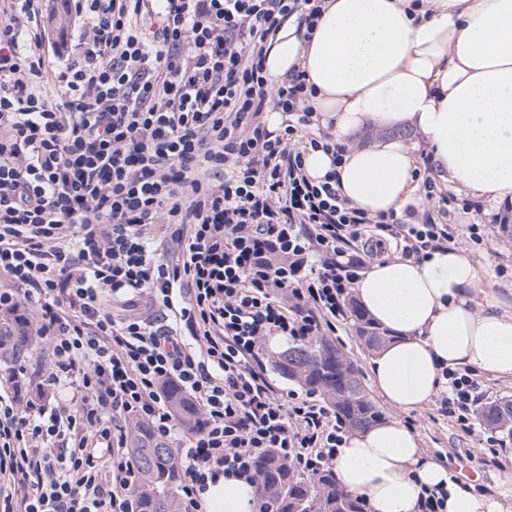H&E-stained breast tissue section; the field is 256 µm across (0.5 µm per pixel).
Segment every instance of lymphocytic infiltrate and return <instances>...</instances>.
I'll use <instances>...</instances> for the list:
<instances>
[{
	"instance_id": "1",
	"label": "lymphocytic infiltrate",
	"mask_w": 512,
	"mask_h": 512,
	"mask_svg": "<svg viewBox=\"0 0 512 512\" xmlns=\"http://www.w3.org/2000/svg\"><path fill=\"white\" fill-rule=\"evenodd\" d=\"M321 2L75 0L89 37L55 69L26 48L39 0H15L30 27L0 24V308H34L42 386L75 397L0 395V512H135V420L178 443L184 512L217 476L257 483L270 452L308 474L333 466L346 425L279 391L267 340L335 335L365 257L488 237L444 223L456 200L431 165L427 208L376 215L335 172L307 174L309 152L346 148L308 135L313 88L297 70L269 84L265 61L287 20L313 32ZM276 109L280 132L262 120ZM443 377L440 410L470 431L480 383ZM171 381L198 402L199 432L170 411Z\"/></svg>"
}]
</instances>
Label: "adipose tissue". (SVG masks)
Returning <instances> with one entry per match:
<instances>
[{"instance_id": "adipose-tissue-1", "label": "adipose tissue", "mask_w": 512, "mask_h": 512, "mask_svg": "<svg viewBox=\"0 0 512 512\" xmlns=\"http://www.w3.org/2000/svg\"><path fill=\"white\" fill-rule=\"evenodd\" d=\"M324 0L311 39L285 23L265 64L269 83L302 71L316 94L318 125L347 145L339 165L309 152L315 179L336 171L339 193L370 214L400 210L416 189L414 150L423 138L439 177L472 197L512 202V0ZM371 132L362 147L349 139ZM480 267L461 247L421 260L370 262L354 286L364 310L392 338L372 359L378 394L415 410L441 388L444 368L512 377V310L470 307ZM344 489L371 512H418L425 489L447 490L445 512H499L498 501L424 459L418 435L392 419L346 439L334 463ZM253 485L217 478L201 495L206 512H252Z\"/></svg>"}]
</instances>
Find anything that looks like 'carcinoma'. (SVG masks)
I'll use <instances>...</instances> for the list:
<instances>
[{
    "label": "carcinoma",
    "mask_w": 512,
    "mask_h": 512,
    "mask_svg": "<svg viewBox=\"0 0 512 512\" xmlns=\"http://www.w3.org/2000/svg\"><path fill=\"white\" fill-rule=\"evenodd\" d=\"M361 339L372 349L385 332L358 307H352ZM36 342L28 312L18 308L0 312V365H10L33 353ZM280 374L319 392L336 414L354 429L381 420V413L356 375L353 363L336 344L317 336L306 344H292L275 361ZM167 403L186 431L204 423L198 404L174 385L165 388ZM481 419L512 441V399H503L480 411ZM130 456L137 482L133 489L136 512H176L181 475L168 444L159 441L149 425H131ZM261 506L269 512H364L363 499L345 491L334 468L309 476L297 466L270 453L258 460Z\"/></svg>",
    "instance_id": "carcinoma-1"
}]
</instances>
